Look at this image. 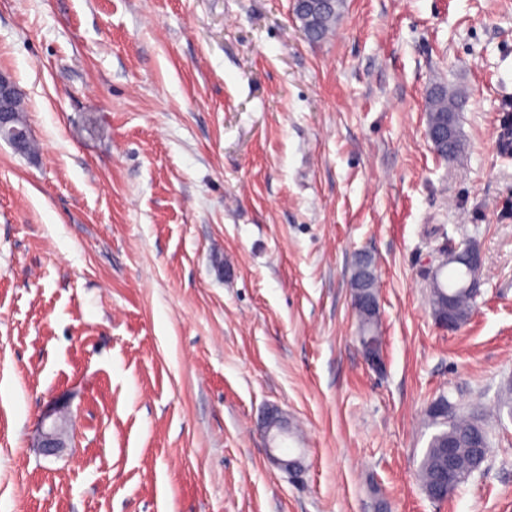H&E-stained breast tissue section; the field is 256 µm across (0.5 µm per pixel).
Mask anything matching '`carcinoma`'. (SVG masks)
<instances>
[{
  "label": "carcinoma",
  "mask_w": 512,
  "mask_h": 512,
  "mask_svg": "<svg viewBox=\"0 0 512 512\" xmlns=\"http://www.w3.org/2000/svg\"><path fill=\"white\" fill-rule=\"evenodd\" d=\"M344 0H329L327 7L319 14L309 18L303 12L302 5H294L296 19L304 28L307 40L318 42L327 38L335 29L344 8ZM458 95L445 86H436L429 92L428 122L434 126L448 124L453 134L445 145H436L434 150L440 157L446 154L458 155L463 149V140L458 128ZM441 269L448 270L446 279L435 274L436 288L430 292V307L434 317L448 316V306H453L458 321L464 322L472 311L474 295L466 288L468 282L477 276V270L460 261H451L441 265ZM431 425L437 431L431 436L420 466V474L425 492H430L433 479L441 465L440 442L448 437L455 439L460 448V466L455 471V483L459 484L475 469L467 449L473 445V436L481 432L484 441H489L487 429L478 430L474 427L473 413H464L455 409L451 419L440 421L435 414H430Z\"/></svg>",
  "instance_id": "cac0c4a2"
}]
</instances>
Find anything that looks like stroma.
Instances as JSON below:
<instances>
[{"instance_id":"1","label":"stroma","mask_w":512,"mask_h":512,"mask_svg":"<svg viewBox=\"0 0 512 512\" xmlns=\"http://www.w3.org/2000/svg\"><path fill=\"white\" fill-rule=\"evenodd\" d=\"M1 71L38 153L0 140V512H512V0H346L319 43L293 0H0ZM437 85L465 99L450 162ZM467 243L481 294L447 332L429 278ZM443 395L490 452L435 501ZM428 123L434 126H440L447 123L453 130L451 139V131L449 128H436L427 131V136L432 142L448 143L445 145H435L434 150L439 152V156L446 160L445 153L452 156H458L463 149V140L458 128V95L456 92L448 91L445 86H435L429 92L428 100ZM266 432L269 437V455L271 461L283 472L289 475H297L301 472L299 458H290L281 454V446L278 441L288 435V428L276 409H271L265 421Z\"/></svg>"}]
</instances>
